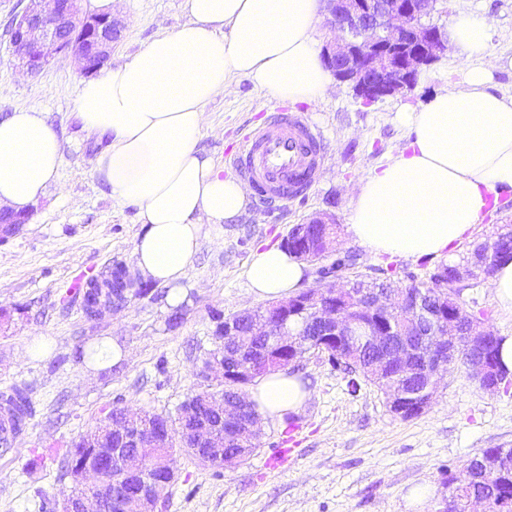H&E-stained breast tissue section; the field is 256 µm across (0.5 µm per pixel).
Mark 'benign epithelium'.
<instances>
[{
  "mask_svg": "<svg viewBox=\"0 0 512 512\" xmlns=\"http://www.w3.org/2000/svg\"><path fill=\"white\" fill-rule=\"evenodd\" d=\"M323 2L331 34L322 50L323 64L337 82L348 85L367 105L412 89L421 71L448 51V33L443 27L425 21L437 0ZM124 30L125 23L116 17L82 14L80 0H27L23 13L9 31V45L16 64L30 74L42 71L61 54H73L82 61L83 75L89 77L110 59ZM31 213L30 209L19 213L0 210V226L8 223L17 230L28 223ZM284 247L309 262L349 255L336 246L333 219L325 214L306 224L294 225ZM500 257L497 247L486 243L467 263L455 268L456 281L470 284L486 280ZM116 268L121 270L116 287L126 296L137 283L136 275L124 264ZM354 287L356 282L348 276L320 272L312 286L273 302L274 313L282 318L278 327H273L268 314L253 315L249 318L248 335L269 337V350L278 354H295L300 333L291 327V319L296 318L304 324L319 326V333L306 342L308 350L321 356L327 355L329 344L339 336H365L379 348L393 345L376 362L375 370L380 374L393 363L403 366L414 357L420 358L423 381L415 390L406 389L402 373L386 376L385 397L394 415L399 416L410 404L422 411L429 408L446 373L445 367L455 355L452 335L456 327L462 326L470 348L477 353L467 363L468 370L483 389H499L501 377L491 366L486 351L493 332L484 325V318L448 298V290L433 293L423 289H380L366 295V304L374 315H403L404 327L394 345L390 329L362 328L349 313L348 307L354 303ZM243 315L240 311L220 321L225 342L239 336L237 319ZM196 376L199 385L207 389L236 376V370L228 367L220 354L202 364ZM245 397L246 389L241 388L230 399H208V406L215 412L210 419L197 416L192 405L184 407L176 436L166 424L145 432L126 416L120 425L109 426L108 434L89 439L90 447L98 449L103 462L120 470L130 488V503L140 505L141 512H155L152 478L144 461L154 456L157 449L169 447L173 438L202 449L208 457L224 458L226 467L233 465L235 458L222 455L224 440L242 447H258L262 420L241 417ZM86 474L93 476L94 482L85 484L86 492L69 502L67 512H101L111 484L103 480L97 467L87 469Z\"/></svg>",
  "mask_w": 512,
  "mask_h": 512,
  "instance_id": "obj_1",
  "label": "benign epithelium"
}]
</instances>
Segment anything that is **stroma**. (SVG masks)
<instances>
[{"instance_id": "35a3bbf8", "label": "stroma", "mask_w": 512, "mask_h": 512, "mask_svg": "<svg viewBox=\"0 0 512 512\" xmlns=\"http://www.w3.org/2000/svg\"><path fill=\"white\" fill-rule=\"evenodd\" d=\"M26 4L0 0V120L16 109H32L62 133L59 179L66 190L48 188L34 204L30 223L0 243V393L24 384L33 401L28 425L9 452H0V512H61L72 484L64 461L74 438L115 407L177 419L180 405L198 387L200 356L213 346V314L258 305L245 278L258 246L282 244L293 225L330 214L341 248L359 256L357 274L428 280L442 257L375 254L351 238L346 226L357 185L407 142L401 113L421 108L444 87L463 86L469 64L449 46L412 90L371 105L344 84L323 99L290 103L234 78L232 93L205 107L200 147L225 174L237 175L234 160L251 132L274 111L294 113L322 135L315 182L288 203L252 199L221 237L203 236L181 283L180 305L170 304L169 288L156 285L91 323L70 287L112 263L133 264L141 226L136 207L113 203L93 173L98 145L74 116L84 77L73 55L56 57L35 75L14 66L8 28ZM119 6L126 29L112 53L114 65L189 22L183 0H120ZM462 11L493 16L488 52L512 58V0H437L430 20L445 27ZM499 203L454 248V257L512 224V188L500 190ZM463 298L487 312L497 336H512V314L499 308L491 285L466 290ZM111 341L128 349L127 359L98 364L90 350ZM79 347L87 357L76 358ZM298 374L308 391L305 402L288 419L265 421L259 448L246 462L218 469L174 452L175 480L156 512H438L448 494V472L484 449L512 448V389L484 390L462 365L445 374L431 407L411 419L391 413L373 385L352 388L348 376L320 356H307ZM35 457L40 466L27 472ZM424 484L432 494L407 508V496Z\"/></svg>"}]
</instances>
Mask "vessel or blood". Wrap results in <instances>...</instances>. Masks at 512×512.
<instances>
[{"mask_svg": "<svg viewBox=\"0 0 512 512\" xmlns=\"http://www.w3.org/2000/svg\"><path fill=\"white\" fill-rule=\"evenodd\" d=\"M321 134L308 120L285 112L256 132L236 161L260 195L288 201L314 180L323 156Z\"/></svg>", "mask_w": 512, "mask_h": 512, "instance_id": "obj_1", "label": "vessel or blood"}]
</instances>
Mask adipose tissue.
<instances>
[{"mask_svg": "<svg viewBox=\"0 0 512 512\" xmlns=\"http://www.w3.org/2000/svg\"><path fill=\"white\" fill-rule=\"evenodd\" d=\"M190 22L150 41L128 61L82 83L76 116L101 144L94 173L113 201L138 210L133 249L138 269L158 285L188 274L204 232H221L246 211V182L199 147L204 106L251 80L291 103L324 98L332 80L312 34L320 0H183ZM492 18L463 12L449 35L471 60L467 86L443 90L406 112L412 137L355 194L348 232L376 254H451L498 190L512 186V97L488 91L499 60H485ZM59 132L42 113L18 109L0 120V208L21 211L58 182ZM303 264L272 245L245 270L257 299L290 296ZM303 381L276 372L248 392L265 418L300 407Z\"/></svg>", "mask_w": 512, "mask_h": 512, "instance_id": "obj_1", "label": "adipose tissue"}]
</instances>
